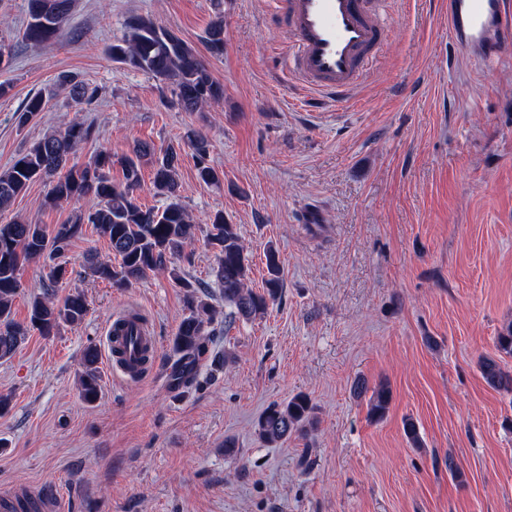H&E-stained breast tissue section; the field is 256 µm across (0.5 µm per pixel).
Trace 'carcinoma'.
I'll use <instances>...</instances> for the list:
<instances>
[{"instance_id":"carcinoma-1","label":"carcinoma","mask_w":512,"mask_h":512,"mask_svg":"<svg viewBox=\"0 0 512 512\" xmlns=\"http://www.w3.org/2000/svg\"><path fill=\"white\" fill-rule=\"evenodd\" d=\"M70 0H27V22L22 40L40 46L61 37L69 22ZM210 55H224V14L219 11L211 20L203 37ZM108 52L112 61L141 71L171 92V103L183 112H202L212 101L224 97V87L210 75L196 51L171 27L159 24L144 14L125 19L123 37L112 42ZM58 86L68 90L77 103L92 105L98 90L76 76L63 73ZM45 109L39 94L25 102L19 117L24 124ZM94 138L90 125L73 122L58 133L47 134L18 156L12 165L0 172V212L10 209L15 199L37 179L55 177L46 195L45 205L57 207L64 203L76 205L72 216L63 224L47 228L15 217L0 224V360L12 357L26 340L29 331L52 335L63 324L81 322L88 304L83 294L74 293L62 300L54 290L46 288L30 300L29 321L24 325L12 317V304L21 286L23 261L45 259L53 263L51 277L61 278L65 267L59 262L70 243L82 234L83 225L92 224L98 234L109 240L112 252L121 258L113 268L91 250L85 256V268L100 279L118 287H127L149 273L168 266L181 257L195 240L197 227L178 195L182 167L181 148L169 146L160 155L146 143H137L132 152L115 155L100 147L84 165L68 166L70 156ZM185 144L193 152L197 178L204 184L220 180L210 164L208 140L201 134L187 135ZM152 167L151 190L165 200L161 209L146 207L139 201L141 168ZM123 174L120 183L112 179L113 168ZM208 245L217 256L216 281L224 296L228 312L224 318L250 320L266 312L279 300L283 290L279 252L268 246L265 252L267 277L262 292L249 285L250 264L237 225L224 212L211 216L206 235ZM173 278L190 289L187 295L188 315L184 317L173 341V351L184 364L191 363L205 350L209 333L206 324L212 316L207 291L197 292L176 269ZM80 377L82 397L91 403L101 391L102 377L98 367L97 349L89 346L83 354ZM479 368L486 383L512 392V371H505L491 357L480 360ZM390 390L380 386L372 391L369 414L381 419L389 409ZM315 425L313 406L304 394H296L285 402L268 405L259 415L255 430L266 444H278L296 433L303 434Z\"/></svg>"}]
</instances>
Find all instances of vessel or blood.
<instances>
[{
	"label": "vessel or blood",
	"mask_w": 512,
	"mask_h": 512,
	"mask_svg": "<svg viewBox=\"0 0 512 512\" xmlns=\"http://www.w3.org/2000/svg\"><path fill=\"white\" fill-rule=\"evenodd\" d=\"M285 23L289 77L308 96L348 100L374 64L388 27L382 17L386 0H271ZM452 57L489 66L512 51V0H448ZM106 361L125 382L140 380L143 352H157L156 333L125 316L105 330ZM58 489L22 494L17 486L0 487V512H68Z\"/></svg>",
	"instance_id": "b4317fda"
}]
</instances>
